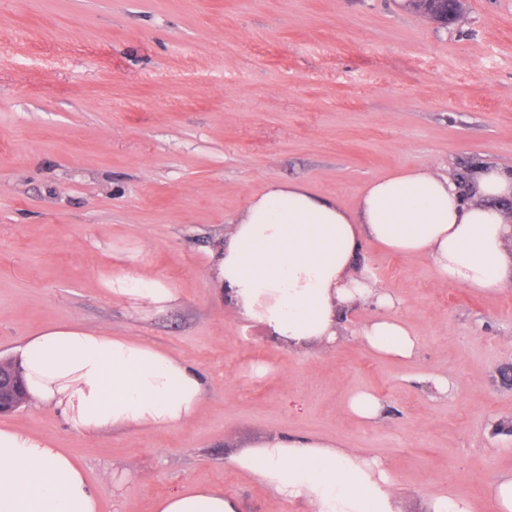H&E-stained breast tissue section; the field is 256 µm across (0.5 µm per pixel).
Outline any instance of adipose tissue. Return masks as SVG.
<instances>
[{"instance_id": "ef3b65f1", "label": "adipose tissue", "mask_w": 512, "mask_h": 512, "mask_svg": "<svg viewBox=\"0 0 512 512\" xmlns=\"http://www.w3.org/2000/svg\"><path fill=\"white\" fill-rule=\"evenodd\" d=\"M509 199L512 170L494 166L477 168L464 186L427 167L395 172L368 183L353 210L303 183L273 182L233 220L214 259L215 284L227 307L294 351L336 348L344 313L368 306L357 339L381 356L409 359L421 339L393 316L397 299L362 268L365 242L426 257L444 284L478 292L511 286ZM11 359L28 403L53 409L88 437L182 427L199 417L209 386L183 358L79 323L23 339ZM230 461L306 512H398L388 468L360 448L278 434ZM0 512H100V498L53 439L4 425ZM156 512H239V502L197 485L163 497Z\"/></svg>"}]
</instances>
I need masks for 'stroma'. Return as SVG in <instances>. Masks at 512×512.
Returning a JSON list of instances; mask_svg holds the SVG:
<instances>
[{"instance_id":"35a3bbf8","label":"stroma","mask_w":512,"mask_h":512,"mask_svg":"<svg viewBox=\"0 0 512 512\" xmlns=\"http://www.w3.org/2000/svg\"><path fill=\"white\" fill-rule=\"evenodd\" d=\"M440 26L405 0H0V357L77 322L134 336L213 378L200 418L94 438L49 408L0 415L53 438L97 487L101 512H155L204 485L241 512H303L229 458L269 436L317 434L392 471L400 512L436 494L497 512L512 471V286L439 283L430 263L364 247L421 338L380 357L354 334L295 352L214 293L230 221L270 182L354 209L368 182L419 166L512 168V0H461ZM173 289L155 308L113 276ZM448 377L449 394L419 378ZM381 399L380 422L351 396ZM347 408L362 420L376 422L383 417L384 405L374 394L360 391L350 398ZM490 494L497 503L499 512L512 511V474L502 476L490 487Z\"/></svg>"}]
</instances>
